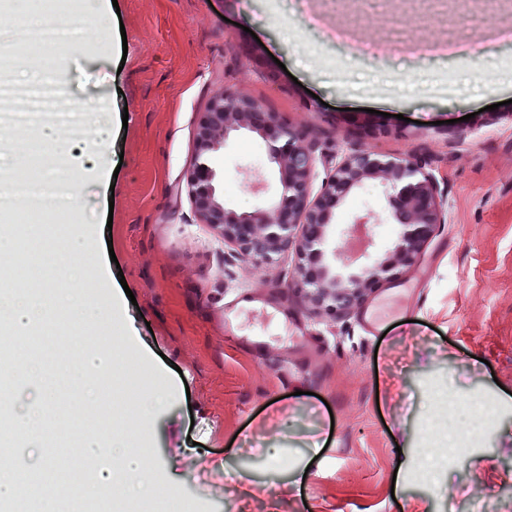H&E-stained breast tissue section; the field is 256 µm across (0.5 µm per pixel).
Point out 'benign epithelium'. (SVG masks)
Returning <instances> with one entry per match:
<instances>
[{
	"instance_id": "benign-epithelium-1",
	"label": "benign epithelium",
	"mask_w": 512,
	"mask_h": 512,
	"mask_svg": "<svg viewBox=\"0 0 512 512\" xmlns=\"http://www.w3.org/2000/svg\"><path fill=\"white\" fill-rule=\"evenodd\" d=\"M265 143L281 187L279 198L249 211L224 204L213 156L240 132ZM197 223L257 265L294 258V285L314 314L344 316L360 306L369 286L399 275L424 252L438 226L447 223L437 173L421 163L371 149L343 154L315 184V156L305 130L265 112L252 98L219 90L209 98L194 134V154L185 173ZM386 194L385 221L397 227L389 254L360 264L344 256L338 241L358 226L375 223L370 212L338 225V214L366 184Z\"/></svg>"
}]
</instances>
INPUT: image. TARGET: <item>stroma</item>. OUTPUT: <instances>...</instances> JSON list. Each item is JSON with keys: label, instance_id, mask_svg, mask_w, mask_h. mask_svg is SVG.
<instances>
[{"label": "stroma", "instance_id": "1", "mask_svg": "<svg viewBox=\"0 0 512 512\" xmlns=\"http://www.w3.org/2000/svg\"><path fill=\"white\" fill-rule=\"evenodd\" d=\"M117 2L106 30L67 57L61 83L72 111L111 131L104 173L70 159L56 168L81 188L86 262L136 328L116 360L173 399L153 418L114 413L111 428L139 426L158 477L175 471V495L195 512H512V442L501 437L512 428V41L501 36L512 0L452 10L429 0ZM334 27L347 42L329 38ZM417 42L476 46L482 61L415 55ZM356 44L379 51L365 58ZM222 89L304 128L317 176L354 148L427 163L444 181L447 223L360 309L311 314L290 287L291 258L255 266L195 221L185 171L200 115ZM217 166L231 208L278 192L255 134L230 139ZM393 233L375 224L341 248L382 255ZM246 293L287 306L307 337L257 313L225 335L224 307ZM367 309L381 314L378 335L362 327ZM49 329L58 341L40 358L51 378L78 366L98 321L73 329L56 314ZM242 335L269 337L262 358ZM475 398L485 434L443 444L435 417H464ZM80 425L54 419L41 437L59 475L73 466ZM251 483L263 492L246 494Z\"/></svg>", "mask_w": 512, "mask_h": 512}]
</instances>
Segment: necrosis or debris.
I'll return each instance as SVG.
<instances>
[{
    "instance_id": "4bbe7bcc",
    "label": "necrosis or debris",
    "mask_w": 512,
    "mask_h": 512,
    "mask_svg": "<svg viewBox=\"0 0 512 512\" xmlns=\"http://www.w3.org/2000/svg\"><path fill=\"white\" fill-rule=\"evenodd\" d=\"M68 10V0H46L47 13L53 14L54 22L23 20L17 25L0 28V70L8 65L12 48L25 45L34 48L40 56V75L32 82L20 84L0 73V100L21 101L20 110L0 114V122L26 131V138L15 144V149L28 162L36 166L48 154L52 146L30 137L32 129L45 123H53L63 137L80 135L83 127L73 112L63 106L58 80L59 52L83 38V32L75 25L63 22L62 14ZM47 197L54 199L51 215L58 225H66L70 211L62 194V184L23 173L6 183H0V199Z\"/></svg>"
}]
</instances>
